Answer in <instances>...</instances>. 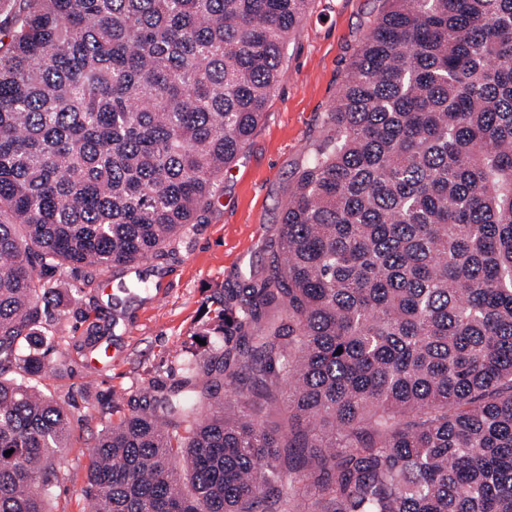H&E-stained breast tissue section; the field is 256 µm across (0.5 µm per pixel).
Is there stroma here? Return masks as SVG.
<instances>
[{
    "label": "stroma",
    "instance_id": "35a3bbf8",
    "mask_svg": "<svg viewBox=\"0 0 512 512\" xmlns=\"http://www.w3.org/2000/svg\"><path fill=\"white\" fill-rule=\"evenodd\" d=\"M381 0H310L288 39L283 78L249 142L224 173L202 223L190 225L171 252L103 282L93 296L63 271L60 287L73 290L59 321L61 335H76L78 311L111 318L119 282L144 281L128 298L119 326L106 331L104 354L77 359L72 375L46 371L42 388L74 406V438L64 449L50 512H88L89 453L112 415L101 406L110 393L139 397L152 384L182 374L183 346L207 318L214 289L234 287L249 273H264L267 245L279 229L297 173L326 135L323 120L336 102L346 68L371 30Z\"/></svg>",
    "mask_w": 512,
    "mask_h": 512
}]
</instances>
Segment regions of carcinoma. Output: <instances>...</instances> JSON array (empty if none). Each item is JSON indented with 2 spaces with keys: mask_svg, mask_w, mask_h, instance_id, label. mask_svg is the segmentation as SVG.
Wrapping results in <instances>:
<instances>
[{
  "mask_svg": "<svg viewBox=\"0 0 512 512\" xmlns=\"http://www.w3.org/2000/svg\"><path fill=\"white\" fill-rule=\"evenodd\" d=\"M308 4L19 0L0 46V512H49L72 413L32 380L103 339L96 321L59 335L57 274L89 288L201 223ZM385 4L267 275L214 295L218 348L190 343L128 414L109 398L90 512H512V0ZM258 398L281 402L275 426Z\"/></svg>",
  "mask_w": 512,
  "mask_h": 512,
  "instance_id": "1",
  "label": "carcinoma"
}]
</instances>
